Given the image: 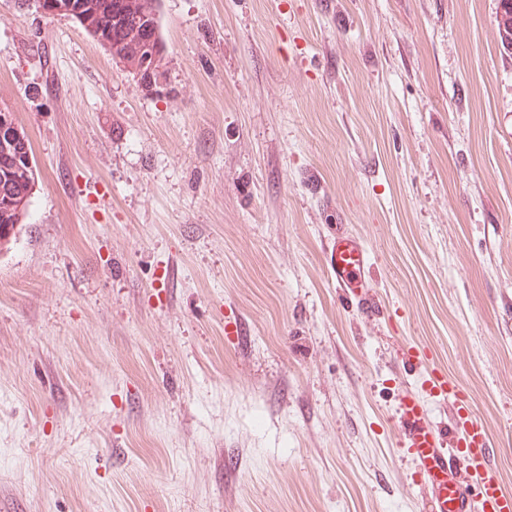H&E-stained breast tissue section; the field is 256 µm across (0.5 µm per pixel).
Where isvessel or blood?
<instances>
[{
    "label": "vessel or blood",
    "instance_id": "b4317fda",
    "mask_svg": "<svg viewBox=\"0 0 512 512\" xmlns=\"http://www.w3.org/2000/svg\"><path fill=\"white\" fill-rule=\"evenodd\" d=\"M324 259L345 296L368 301L370 256L358 238L337 229L325 242ZM429 385L430 394L451 411V436L430 422L425 404L412 394L403 395L398 405V429L401 448L431 493V512H512V492L491 464V437L470 414L461 387L441 372L431 373Z\"/></svg>",
    "mask_w": 512,
    "mask_h": 512
}]
</instances>
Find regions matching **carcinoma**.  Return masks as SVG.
Wrapping results in <instances>:
<instances>
[{
    "mask_svg": "<svg viewBox=\"0 0 512 512\" xmlns=\"http://www.w3.org/2000/svg\"><path fill=\"white\" fill-rule=\"evenodd\" d=\"M128 0H38V7L52 10L56 6L69 5L79 11L71 19L81 23L80 16H89L88 23H82L85 31L109 54L137 71L142 58L132 49L134 42L153 45L157 55V69L164 74L162 61L167 46L162 34L161 0H138L136 5L143 12L126 10ZM32 152L27 134L17 142L13 150L0 151V227L22 223L28 210L35 185L36 167L27 165L19 157Z\"/></svg>",
    "mask_w": 512,
    "mask_h": 512,
    "instance_id": "cac0c4a2",
    "label": "carcinoma"
}]
</instances>
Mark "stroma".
Here are the masks:
<instances>
[{
  "instance_id": "1",
  "label": "stroma",
  "mask_w": 512,
  "mask_h": 512,
  "mask_svg": "<svg viewBox=\"0 0 512 512\" xmlns=\"http://www.w3.org/2000/svg\"><path fill=\"white\" fill-rule=\"evenodd\" d=\"M498 0H162L159 91L0 0L37 180L0 246V512H426L398 398L465 393L512 491ZM370 254L368 313L327 273ZM426 358L407 366L403 354ZM324 259L332 281L345 296L362 304L369 300L368 288L371 287L367 272L370 256L358 238L344 229H337L325 242Z\"/></svg>"
}]
</instances>
